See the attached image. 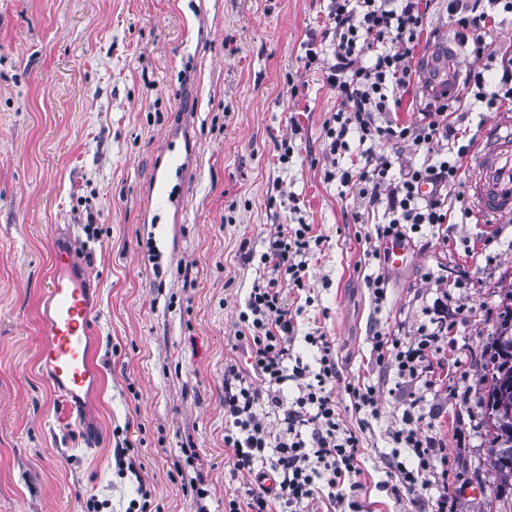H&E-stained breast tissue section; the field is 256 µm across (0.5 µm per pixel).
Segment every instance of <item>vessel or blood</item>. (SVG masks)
<instances>
[{
  "mask_svg": "<svg viewBox=\"0 0 512 512\" xmlns=\"http://www.w3.org/2000/svg\"><path fill=\"white\" fill-rule=\"evenodd\" d=\"M459 58V52L447 45L428 57L426 71L431 85L451 83ZM472 161L477 175L469 191L477 219L491 222L512 216V123L495 121ZM90 282V272L70 242L57 236L52 275L39 311L45 340L38 362L71 419L84 426L93 416L91 398L100 381L94 361L96 300Z\"/></svg>",
  "mask_w": 512,
  "mask_h": 512,
  "instance_id": "vessel-or-blood-1",
  "label": "vessel or blood"
}]
</instances>
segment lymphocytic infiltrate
I'll use <instances>...</instances> for the list:
<instances>
[{
	"instance_id": "lymphocytic-infiltrate-1",
	"label": "lymphocytic infiltrate",
	"mask_w": 512,
	"mask_h": 512,
	"mask_svg": "<svg viewBox=\"0 0 512 512\" xmlns=\"http://www.w3.org/2000/svg\"><path fill=\"white\" fill-rule=\"evenodd\" d=\"M448 12L461 41L478 58L468 69L463 88L470 108L512 105V52L499 48V65L485 62L488 31L512 15V0H448ZM328 23L320 40L307 49L305 69H320L324 83L336 94L339 107L326 125L327 150L336 166L327 180H339L368 209L382 211L378 225L382 238L400 239L407 229L449 223L447 190L458 179L461 145L466 131L453 121L460 100L448 93L436 95L416 125L394 119L414 72L413 50L424 30L421 0H328ZM357 145H350V137ZM393 152H386V145ZM422 153L416 164L404 160L405 150ZM347 166H339L340 158ZM431 185V195L420 192ZM313 239L311 225L280 229L270 236L262 263L269 276L255 281L244 310L238 314L239 337L246 344L250 371L236 364L224 370V445L232 452L234 470L253 474L254 483L235 490L228 512H298L325 488L328 512L348 503L350 512H365L361 503L347 501L346 480L358 470L360 443L339 423L336 398L328 384L336 377L333 347L326 336L308 333L306 342L319 353L318 370L292 358L290 342L294 317L283 296L284 284L305 290ZM445 335L443 323L424 328L417 342L388 344L374 335L379 356L393 358L401 379H415ZM298 395L284 402L288 382ZM278 414L269 424L267 413ZM395 448L389 466L403 488L427 489L426 475L435 452L430 437L419 428L392 432ZM407 450L410 462L400 459ZM276 485H265L267 475Z\"/></svg>"
}]
</instances>
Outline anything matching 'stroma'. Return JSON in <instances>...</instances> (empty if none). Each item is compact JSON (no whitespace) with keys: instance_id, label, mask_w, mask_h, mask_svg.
Returning a JSON list of instances; mask_svg holds the SVG:
<instances>
[{"instance_id":"35a3bbf8","label":"stroma","mask_w":512,"mask_h":512,"mask_svg":"<svg viewBox=\"0 0 512 512\" xmlns=\"http://www.w3.org/2000/svg\"><path fill=\"white\" fill-rule=\"evenodd\" d=\"M422 6L417 66L455 32L448 0ZM326 23L324 0H0V512H84L91 498L101 512H225L252 480L224 446V368L245 362L237 313L269 273L266 239L298 223L321 243L309 291L286 292L290 349L314 364L304 337L315 329L333 346L340 423L361 446L355 500L434 512L444 492L450 512H505L482 362L512 291V218L477 223L461 160L451 223L409 232L408 263L388 265L379 215L324 177L338 103L303 57ZM172 132L191 155L174 179L178 211L148 200ZM58 227L97 299L92 445L38 363ZM436 315L448 335L430 372L399 384L373 334L410 343ZM363 383L377 412L355 406ZM407 410L437 448L420 495L393 492L387 464Z\"/></svg>"}]
</instances>
